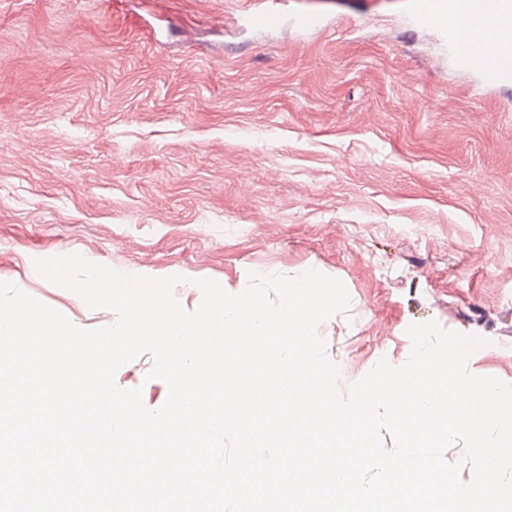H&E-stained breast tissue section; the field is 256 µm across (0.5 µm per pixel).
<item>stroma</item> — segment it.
Returning <instances> with one entry per match:
<instances>
[{"label":"stroma","mask_w":512,"mask_h":512,"mask_svg":"<svg viewBox=\"0 0 512 512\" xmlns=\"http://www.w3.org/2000/svg\"><path fill=\"white\" fill-rule=\"evenodd\" d=\"M303 12L324 29L295 24ZM0 0V281L82 329L112 325L42 279L79 254L132 274L340 279L318 327L343 383L404 363L410 324L487 339L470 372L512 383V83L453 63L407 0ZM151 355L115 382L148 408ZM244 16L254 27H264L274 23L279 15V0H245Z\"/></svg>","instance_id":"35a3bbf8"}]
</instances>
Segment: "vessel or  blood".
<instances>
[{
	"label": "vessel or blood",
	"instance_id": "1",
	"mask_svg": "<svg viewBox=\"0 0 512 512\" xmlns=\"http://www.w3.org/2000/svg\"><path fill=\"white\" fill-rule=\"evenodd\" d=\"M244 16L255 27L274 23L279 15V0H244ZM463 7L479 18L495 19L507 37L493 54H476L469 46L460 44L453 33H446L451 57L458 69L481 73L490 84L512 81V0H415L411 13L416 24H439L443 14Z\"/></svg>",
	"mask_w": 512,
	"mask_h": 512
}]
</instances>
